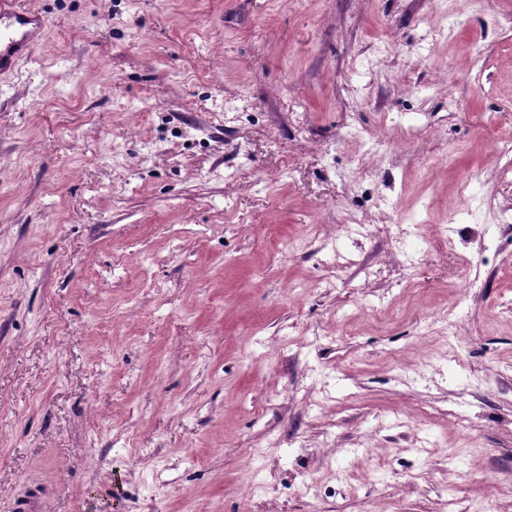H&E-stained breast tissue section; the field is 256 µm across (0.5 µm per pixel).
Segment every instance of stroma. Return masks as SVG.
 <instances>
[{
    "label": "stroma",
    "instance_id": "stroma-1",
    "mask_svg": "<svg viewBox=\"0 0 512 512\" xmlns=\"http://www.w3.org/2000/svg\"><path fill=\"white\" fill-rule=\"evenodd\" d=\"M26 2L0 512H512V0ZM45 495L44 492L35 487L30 489L25 495L17 498L12 505L11 512H44Z\"/></svg>",
    "mask_w": 512,
    "mask_h": 512
}]
</instances>
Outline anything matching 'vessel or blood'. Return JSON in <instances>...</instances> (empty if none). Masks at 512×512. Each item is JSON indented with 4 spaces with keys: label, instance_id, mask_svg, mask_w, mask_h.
Returning a JSON list of instances; mask_svg holds the SVG:
<instances>
[{
    "label": "vessel or blood",
    "instance_id": "b4317fda",
    "mask_svg": "<svg viewBox=\"0 0 512 512\" xmlns=\"http://www.w3.org/2000/svg\"><path fill=\"white\" fill-rule=\"evenodd\" d=\"M46 23L43 15L18 0H0V76L17 71L42 39ZM12 512H45V495L41 489H30L17 498Z\"/></svg>",
    "mask_w": 512,
    "mask_h": 512
}]
</instances>
